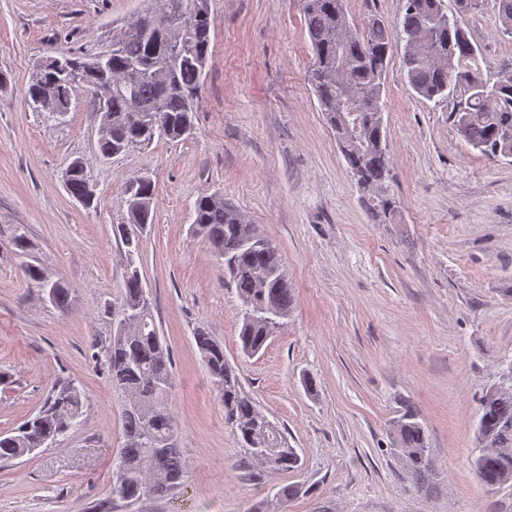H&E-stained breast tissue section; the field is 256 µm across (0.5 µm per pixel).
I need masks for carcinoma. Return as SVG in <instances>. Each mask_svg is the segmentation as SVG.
<instances>
[{"mask_svg": "<svg viewBox=\"0 0 512 512\" xmlns=\"http://www.w3.org/2000/svg\"><path fill=\"white\" fill-rule=\"evenodd\" d=\"M313 53L308 81L327 124L366 200L381 223L397 208L391 191V167L383 121L384 76L394 48L403 45V70L414 92L436 103L452 104L449 119L466 143L489 159L512 158V62L495 72L484 71L481 47L472 40L466 16L483 0H460L448 11L445 0H404L397 23L372 19L361 30L350 18L348 0H301ZM501 30L512 36V0H497ZM212 21H195L187 36L189 48L164 68L163 60L179 33L148 31L129 23L114 40L118 48L102 64L61 52L78 68L90 63L85 81H111L122 88L112 96L109 137L97 142L103 156L124 153L154 140L178 141L191 135L194 112L202 102L205 69L210 57ZM76 86L50 64L32 72L29 102L51 99L60 112L70 111ZM160 109L162 127L138 126L131 110ZM92 175L82 166L64 176L67 192L87 209L97 207L86 194ZM128 221L113 228L125 246L126 276L117 296L112 336L92 354L107 372L112 388L125 398L123 445L112 470V500L129 504L163 499L186 481L187 467L178 448V428L171 403V354L160 336L151 303L141 297L135 256L152 223L155 184L137 175L125 185ZM193 231L201 236L224 272V283L236 288L240 302L241 351L256 355L282 327L294 305L279 249L256 239L259 227L224 197L201 195L194 202ZM33 288L45 291L47 276L32 263L21 266ZM50 302L62 311L72 305V292L59 282ZM211 383L224 405V420L236 432L247 458L273 472L300 468L296 450L281 429L260 411L241 377L224 357V348L204 328L194 333ZM83 394L72 382L51 389L37 413L8 434H0V462L19 459L33 448H46L75 425L82 414ZM393 451L405 475L424 493L435 489L438 472L418 414L406 409L393 422ZM474 471L488 489L512 495V392L493 385L479 398Z\"/></svg>", "mask_w": 512, "mask_h": 512, "instance_id": "carcinoma-1", "label": "carcinoma"}]
</instances>
